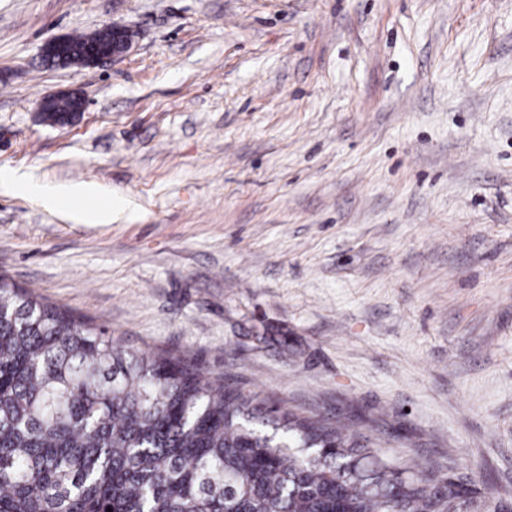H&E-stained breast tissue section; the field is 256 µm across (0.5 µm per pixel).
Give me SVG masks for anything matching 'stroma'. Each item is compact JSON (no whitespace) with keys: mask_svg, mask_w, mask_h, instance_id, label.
Masks as SVG:
<instances>
[{"mask_svg":"<svg viewBox=\"0 0 512 512\" xmlns=\"http://www.w3.org/2000/svg\"><path fill=\"white\" fill-rule=\"evenodd\" d=\"M0 168L122 204L0 190L13 283L512 512V0H0ZM117 36L125 35L122 42L112 45L113 32ZM129 30L125 26L112 24V27H106L96 31L91 35H80L65 38L59 37L50 41L48 46H62L66 43L65 48L59 54H53L46 60V64L50 67L70 68L85 65V51L89 66H95L107 61H118L126 57L133 48V41L128 36ZM91 46L86 50L87 46ZM112 49L104 50L100 49ZM1 181L10 185L18 192L38 198L45 206L56 208L66 202L84 201L86 207L78 209L84 224L112 223V202L100 204L93 203L95 193L92 185L76 183L66 188H55L42 185L32 179L17 176L13 172L2 171Z\"/></svg>","mask_w":512,"mask_h":512,"instance_id":"1","label":"stroma"}]
</instances>
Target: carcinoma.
Wrapping results in <instances>:
<instances>
[{
  "instance_id": "obj_1",
  "label": "carcinoma",
  "mask_w": 512,
  "mask_h": 512,
  "mask_svg": "<svg viewBox=\"0 0 512 512\" xmlns=\"http://www.w3.org/2000/svg\"><path fill=\"white\" fill-rule=\"evenodd\" d=\"M112 41L69 37L46 64ZM463 494L0 276V512H458Z\"/></svg>"
}]
</instances>
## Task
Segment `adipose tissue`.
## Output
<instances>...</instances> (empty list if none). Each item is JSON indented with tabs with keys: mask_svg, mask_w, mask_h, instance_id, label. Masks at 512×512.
Listing matches in <instances>:
<instances>
[{
	"mask_svg": "<svg viewBox=\"0 0 512 512\" xmlns=\"http://www.w3.org/2000/svg\"><path fill=\"white\" fill-rule=\"evenodd\" d=\"M0 181L10 185L18 192L38 198L45 206L56 208L67 202H80L79 214L84 223L108 224L112 221V206L100 204L95 200L92 185L76 183L66 188H55L5 171L0 173Z\"/></svg>",
	"mask_w": 512,
	"mask_h": 512,
	"instance_id": "adipose-tissue-1",
	"label": "adipose tissue"
}]
</instances>
